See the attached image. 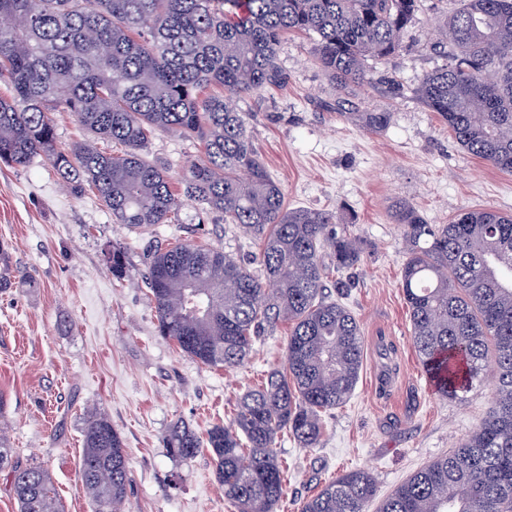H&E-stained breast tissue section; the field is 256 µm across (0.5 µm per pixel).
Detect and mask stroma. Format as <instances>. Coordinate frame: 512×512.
<instances>
[{
    "instance_id": "1",
    "label": "stroma",
    "mask_w": 512,
    "mask_h": 512,
    "mask_svg": "<svg viewBox=\"0 0 512 512\" xmlns=\"http://www.w3.org/2000/svg\"><path fill=\"white\" fill-rule=\"evenodd\" d=\"M457 0H421L401 50L368 60L375 83L349 94L358 112L386 111V130L370 133L338 113V94L314 61V42L284 35L278 63L283 84L236 101L268 173L291 207L333 211L364 246L360 263L341 272L331 297L357 319L363 367L350 399L323 416L314 448L288 433L275 442L286 489L275 512L302 503L337 476L373 472L386 496L416 470L447 454L487 415V390L461 399L430 385L411 339L401 288L406 257L394 202H411L430 224L492 208L512 215V175L469 155L415 92L444 63L431 45ZM180 189L202 141L154 131L143 151ZM215 247L259 272L258 240L183 201L169 223L120 224L92 192L77 196L43 161L0 164V244L11 274L0 283V437L15 462L49 473L63 512H94L81 489L82 430L106 415L122 435L130 489L122 512H236L216 478L209 449L188 462L165 448L169 427L183 421L199 437L231 424L239 396L286 361L287 325L258 338L244 364L204 365L158 331L145 285L156 242ZM126 256L113 276L110 251Z\"/></svg>"
}]
</instances>
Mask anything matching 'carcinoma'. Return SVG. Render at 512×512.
<instances>
[{
	"label": "carcinoma",
	"mask_w": 512,
	"mask_h": 512,
	"mask_svg": "<svg viewBox=\"0 0 512 512\" xmlns=\"http://www.w3.org/2000/svg\"><path fill=\"white\" fill-rule=\"evenodd\" d=\"M434 49L448 63L425 73L418 93L457 143L512 173V0H459ZM418 0H0V161H47L70 191L91 190L119 224H166L194 200L261 242L256 275L218 248L157 250L147 285L160 335L207 366L244 363L257 337L288 324L286 363L237 400L233 425L206 439L224 496L238 512H273L285 489L275 438L303 448L323 435L321 414L354 391L363 361L355 317L325 296L332 270L361 261L362 247L332 212L289 208L268 175L235 106L243 94L282 83L286 33L315 41V62L339 95L368 85L370 58L401 48ZM217 86L218 94H205ZM72 112L92 135L57 145L53 112ZM370 132L389 112H351ZM171 130L205 142V159L175 194L165 171L142 155L148 135ZM124 146L120 154L96 146ZM407 249L401 285L412 342L444 398L456 399L494 373L490 410L448 454L384 498L377 512H512V215L482 208L447 224L394 205ZM168 455L195 458L201 441L177 421ZM20 512H62L46 470L19 467L0 440V471ZM83 492L95 512H120L129 480L120 434L102 415L83 428ZM377 481L366 469L340 475L301 512H368Z\"/></svg>",
	"instance_id": "1"
}]
</instances>
